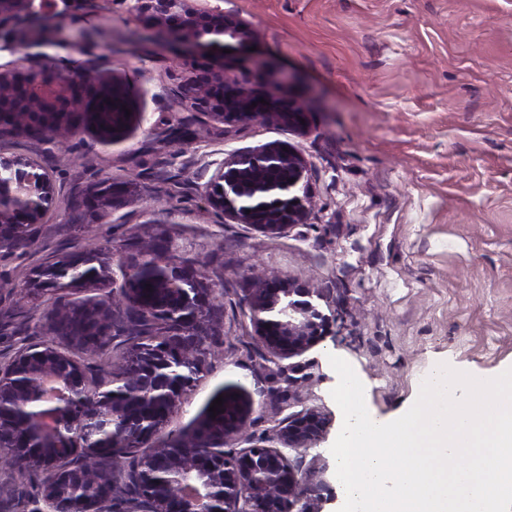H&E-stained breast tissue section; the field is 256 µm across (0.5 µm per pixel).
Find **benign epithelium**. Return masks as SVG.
<instances>
[{"instance_id":"obj_1","label":"benign epithelium","mask_w":512,"mask_h":512,"mask_svg":"<svg viewBox=\"0 0 512 512\" xmlns=\"http://www.w3.org/2000/svg\"><path fill=\"white\" fill-rule=\"evenodd\" d=\"M34 0H0V28L9 24L38 23ZM193 0H136L133 10L143 23L164 38L197 41L201 34L224 35L237 41L255 38L241 20L224 14L220 6L195 7ZM120 100L129 109L116 118L97 110L107 101ZM180 103L199 112L200 123L235 124L269 120L302 130L306 109L246 87L224 68H209L205 76L182 88ZM125 83L106 69L89 76L35 65L24 77L0 70V128L9 122L18 138L43 144L64 135L92 132L102 141L127 137L139 125ZM308 167L297 152L280 144L224 160L205 188L212 209L240 224L268 235H279L303 224L310 212ZM0 254L13 255L22 244L35 242L39 224L49 211L55 188L49 171L28 156L0 159ZM135 182H103L71 193L68 214L84 220L91 213L128 206L137 201ZM116 252L65 253L31 270L28 292L37 296L65 290H97L103 297L79 306L62 300L41 310L36 323L50 322L58 312H76L101 324L99 352L107 351L115 309L105 289L110 287V260ZM95 266V281L69 276L74 264ZM124 281L146 277L153 281L157 299L145 301L122 286L128 306L142 310L162 328L151 341L130 327L123 354L120 381L92 382L88 367L54 342L26 344L0 363V389L10 391L13 405L30 416L35 447L12 442L16 426L0 422V454L14 462L11 470L19 485L38 477L34 503L45 509L32 512H271L282 498L286 512H321L319 485L311 475L292 465L284 448L309 449L323 435L324 418L312 409L290 414L267 433L249 435L251 446L237 453L224 446L238 440L249 424L251 404L236 392L223 401L234 409L224 434L206 446L185 439L156 440L170 415H154L151 405L166 401L175 409L184 393L207 365L206 346L216 332L217 283L196 268L177 265L152 250L119 261ZM322 295L303 284L277 277L265 279L253 290L249 315L270 360L279 362L302 355L325 336L334 318L318 303ZM281 448L274 447V444ZM122 459L118 469L102 468L112 500H99L86 474L89 458ZM176 490L177 507L169 509L154 494L155 487Z\"/></svg>"}]
</instances>
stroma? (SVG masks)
<instances>
[{
	"label": "stroma",
	"mask_w": 512,
	"mask_h": 512,
	"mask_svg": "<svg viewBox=\"0 0 512 512\" xmlns=\"http://www.w3.org/2000/svg\"><path fill=\"white\" fill-rule=\"evenodd\" d=\"M253 42L207 35L206 57L164 39L127 0H78L40 35L0 29V68L50 63L83 73L91 61L120 76L139 127L106 143L90 133L42 145L0 139V156L35 154L55 183L42 247L0 259V307L28 317L31 267L82 249L88 238L124 247L171 239L178 261L219 281L222 334L161 438L191 434L225 389L245 394L253 430L304 410L326 432L287 450L323 486L322 512H339L330 448L343 415L331 396L345 359L374 416L394 420L433 365L495 377L512 368V0H223ZM95 29L87 51L79 31ZM249 87L304 103V130L263 121L201 127L178 92L201 62ZM281 143L308 162L314 209L269 236L216 214L204 190L224 159ZM136 181L137 202L73 224L69 193L102 180ZM319 289L331 334L287 362L268 361L248 310L258 278Z\"/></svg>",
	"instance_id": "1"
}]
</instances>
